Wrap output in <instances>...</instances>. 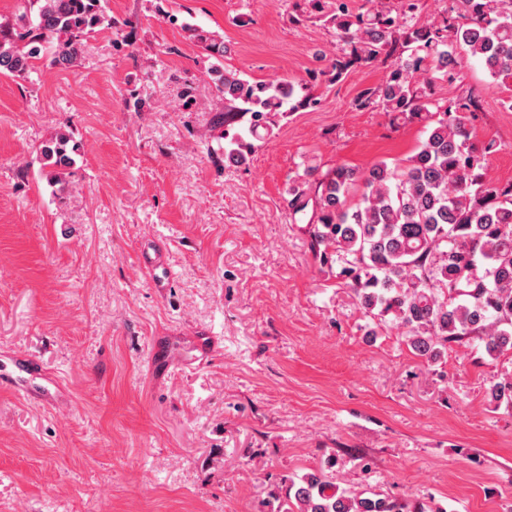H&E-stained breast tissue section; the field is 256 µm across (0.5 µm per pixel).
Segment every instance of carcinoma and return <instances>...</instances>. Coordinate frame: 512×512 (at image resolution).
I'll list each match as a JSON object with an SVG mask.
<instances>
[{"mask_svg": "<svg viewBox=\"0 0 512 512\" xmlns=\"http://www.w3.org/2000/svg\"><path fill=\"white\" fill-rule=\"evenodd\" d=\"M31 14L15 27L0 23V73L25 80L42 50L52 64L75 65L87 38L112 27L101 0H28ZM421 0H296V23L317 20L333 28L340 55L304 82L250 81L224 66L220 36L186 24L183 30L213 60L209 75L222 108L224 157L242 163L272 117L315 107L320 82L335 83L359 63L390 62L385 80L355 99L358 109L385 112L392 123L421 122L427 137L417 151L391 164L360 171L311 164L289 191L294 213L312 208L308 233L314 258L353 289L364 314L405 330L413 353L427 363L448 346L483 343L493 359L512 352V181L487 177L496 146L471 139L479 101L453 88L464 58L479 60L493 81L512 89V0H455L454 14L421 21ZM80 145L56 132L40 149L54 185L65 186ZM359 193L358 202L349 197ZM491 402L512 403V382L495 383ZM281 512H428L420 503L340 487L323 474L290 481Z\"/></svg>", "mask_w": 512, "mask_h": 512, "instance_id": "cac0c4a2", "label": "carcinoma"}]
</instances>
